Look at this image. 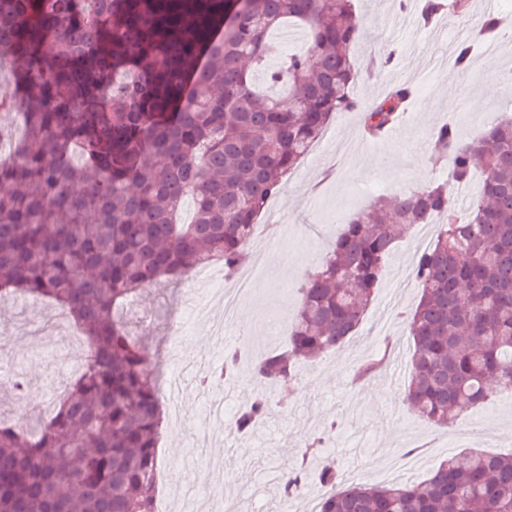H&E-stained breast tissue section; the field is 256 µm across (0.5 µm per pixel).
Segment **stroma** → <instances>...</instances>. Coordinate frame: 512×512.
<instances>
[{"instance_id": "35a3bbf8", "label": "stroma", "mask_w": 512, "mask_h": 512, "mask_svg": "<svg viewBox=\"0 0 512 512\" xmlns=\"http://www.w3.org/2000/svg\"><path fill=\"white\" fill-rule=\"evenodd\" d=\"M364 31L357 59L362 76L352 87L358 101L353 112H339L318 141L317 153L306 154L284 179L282 192L256 222L255 237L280 245L253 296L239 309L233 324L247 338L245 354L257 359L285 347L275 336V320L291 319L296 290L330 250L344 224L378 195L394 197L419 191L423 183L448 176V166L434 156L431 136L451 123L461 138L482 133L512 110V41H499L496 56L476 52L467 72L433 59L452 54L471 37L489 12L512 15V0H471L464 17L423 23L407 15L399 0H354ZM500 70L499 87L484 83L488 67ZM410 83L413 95L406 114L375 138L362 133V116L394 86ZM480 109H473V99ZM419 249L413 237L397 242L387 261L375 297L357 333L335 353L300 365L296 381L275 392L272 417L251 436L233 428L229 416H208V403L220 399L231 409L243 404L253 386L246 381L203 388L199 377L220 362L222 349L209 320L222 305L213 279L188 278L175 287L144 292L127 316L132 334L151 353L158 382L179 377L182 427L164 422L159 452V494L168 504L195 512H318L322 489L309 480L299 496L281 504L280 473L302 460L310 439L324 436L312 467L335 465L343 483L382 485L392 480L421 481L448 456L473 450L512 454V395L501 394L448 428L434 426L408 411L401 392L408 382L413 341L403 315L420 296L418 285L398 288ZM181 336H172L174 325ZM0 334L12 346L0 351V418L21 420L27 400L12 385L23 376L28 389L52 407L74 376L86 347L58 309L42 300L20 297L0 303ZM384 357L383 367L356 381L360 364ZM413 449V461L398 475L388 473L391 459Z\"/></svg>"}]
</instances>
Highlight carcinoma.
<instances>
[{"instance_id": "carcinoma-1", "label": "carcinoma", "mask_w": 512, "mask_h": 512, "mask_svg": "<svg viewBox=\"0 0 512 512\" xmlns=\"http://www.w3.org/2000/svg\"><path fill=\"white\" fill-rule=\"evenodd\" d=\"M470 0H424L422 17L461 15ZM293 21L306 48L283 54L273 32ZM486 15L478 39L503 36ZM362 34L353 0H0V59L22 63L0 104L23 128L0 160V300L64 309L87 354L39 425L0 420V512H156L162 402L154 363L120 312L159 283L213 260L240 268L255 220L328 126L357 108ZM475 44L453 64L466 68ZM400 85L363 115L374 137L410 98ZM448 181L358 210L297 289L288 345L246 365L224 346L219 376L257 389L234 414L252 433L270 393L297 366L335 351L370 306L395 244L441 218L414 261L421 289L402 403L448 427L497 392L512 393V118L464 141L433 136ZM485 173L466 221L448 187ZM193 203L182 221L181 205ZM320 512H512V454L450 456L421 482L344 485L338 470L283 474L280 499L309 476Z\"/></svg>"}]
</instances>
